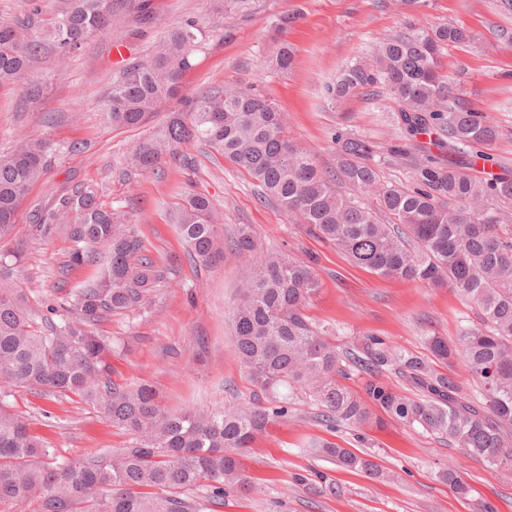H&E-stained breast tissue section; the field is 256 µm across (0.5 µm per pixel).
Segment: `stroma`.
Here are the masks:
<instances>
[{"label":"stroma","instance_id":"35a3bbf8","mask_svg":"<svg viewBox=\"0 0 512 512\" xmlns=\"http://www.w3.org/2000/svg\"><path fill=\"white\" fill-rule=\"evenodd\" d=\"M294 11L299 22L275 30L273 17ZM188 19L206 39L182 78L184 95L254 86L284 113L289 137L323 169L336 166L332 135L338 126L381 147L392 141L399 122L393 101L358 95L332 102L325 87L347 63L370 58L377 42L404 28L399 0H246L239 7L224 0H114L107 36L90 38L75 54L51 49L32 61L30 70L43 85L39 99H28L21 87L0 89V158L29 137L51 145L49 164L23 200L15 228L0 238V256L22 250V268L0 281L22 289L33 314L46 300L60 299L65 307L58 319L71 318L77 289L97 269L71 265L74 243L64 225L39 224L33 216L50 208L54 191L97 184L102 202L129 214L144 254L166 272L151 308L114 314L92 327L112 342V382L149 384L171 410L249 407L256 389L236 356L231 329L244 262L228 250L211 266L191 265L176 224L185 194L197 192L215 202L225 235L248 224L261 249L315 256L320 290L305 314L328 329L338 350L366 333L421 356L428 353V337L456 342L477 322L474 303L448 287L384 277L354 264L332 242L292 223L279 206L260 201L251 177L210 147L180 146L154 174L128 167L131 146L164 129L171 110L161 108L145 127L116 129L100 105L114 77L151 56L165 32ZM422 21H447L473 34L472 42L445 53L443 67L475 109L511 129L512 43L499 32L512 30V13L498 0H429ZM283 41L295 51L288 72L269 65ZM7 403L62 460L133 442L130 432L72 394L14 391ZM314 440L372 455L378 474L347 471L316 456L309 447ZM452 461L468 496L438 477ZM241 462L250 487L225 488L219 512H476L482 501L512 512V481L462 449L393 421L332 430L303 398Z\"/></svg>","mask_w":512,"mask_h":512}]
</instances>
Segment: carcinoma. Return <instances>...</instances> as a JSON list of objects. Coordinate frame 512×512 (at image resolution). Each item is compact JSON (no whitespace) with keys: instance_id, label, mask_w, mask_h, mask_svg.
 <instances>
[{"instance_id":"carcinoma-1","label":"carcinoma","mask_w":512,"mask_h":512,"mask_svg":"<svg viewBox=\"0 0 512 512\" xmlns=\"http://www.w3.org/2000/svg\"><path fill=\"white\" fill-rule=\"evenodd\" d=\"M412 21L386 35L371 59L348 63L327 85L331 100L363 94L393 99L401 115L398 136L381 153L371 139L336 130L338 175L376 204L345 197L334 188L335 175L321 169L310 152L288 139L284 115L252 87L214 88L193 98L181 94V80L192 68L203 32L194 21L169 29L147 60L122 71L104 104L112 127L138 128L174 101L186 112L173 114L158 136L131 149L126 163L134 171H155L164 156L182 144L204 143L258 183L312 234L333 242L355 264L382 276L448 286L479 309V323L465 327L460 346L481 398L461 392L454 378L431 359L447 361L452 350L439 336L429 338L431 357L399 350L373 333L362 335L341 356L304 314L317 294L319 275L311 259L282 251H263L254 231L242 224L232 250L245 262L232 318L236 352L250 381L265 396L239 410L162 408L145 384L119 387L108 378L112 342L91 331L112 313L146 309L164 279L127 224L128 215L99 202V189L78 185L57 193L41 224H69L76 243L74 265L100 266L98 275L76 294V316L61 325L49 322L57 306L46 305L35 326L24 294L0 285V390L73 393L96 405L135 436L119 451L59 462L34 436L23 418L0 401V512L30 504L34 512H201L187 492L206 486L208 502L224 504V487L249 486L239 460L268 425L288 417L303 393L322 409L329 428L360 426L371 407L403 425L428 433L479 458L489 468L512 474V224L502 216L512 208V169L488 154L482 160L501 172L471 173L473 149L502 136L492 114L472 108L443 73V51L473 40L471 32L448 22L425 26L413 20L427 0H401ZM112 0H61L44 34L62 54L79 51L92 35H104ZM32 23L0 24V88L23 85L28 98L40 86L26 80L28 63L45 44L29 35ZM294 53L281 44L270 60L280 71L294 66ZM436 136V154L422 145ZM47 143L20 141L0 160V237L17 223L22 200L48 163ZM393 162L408 168L413 186L381 183L379 167ZM215 203L189 193L178 231L193 261L207 266L224 258V231L215 220ZM107 246L99 261L93 246ZM407 379L420 398H406L383 376ZM366 376L364 394L340 382L351 373ZM317 451L342 468L372 473L373 460L332 442ZM458 493L457 465L438 472Z\"/></svg>"}]
</instances>
